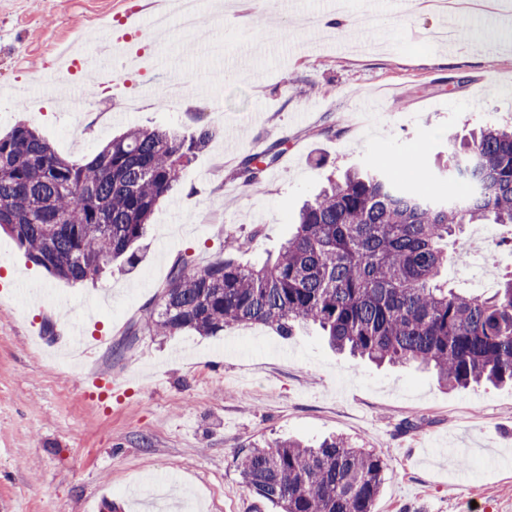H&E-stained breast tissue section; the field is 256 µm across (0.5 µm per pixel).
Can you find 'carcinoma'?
<instances>
[{"mask_svg": "<svg viewBox=\"0 0 512 512\" xmlns=\"http://www.w3.org/2000/svg\"><path fill=\"white\" fill-rule=\"evenodd\" d=\"M215 135L202 128L181 139L134 126L77 163L18 124L0 136V229L66 282L118 260L133 267L160 202ZM448 142V172L466 180L464 195L443 196L377 170L330 178L300 210L276 258L260 266L175 262L157 308L131 334L219 336L261 325L291 336L296 325L313 324L339 351L431 368L450 387L512 383V271L490 296L440 283L448 237L468 224L512 225V125ZM277 158L243 157L245 182L258 181ZM238 468L280 512H373L387 461L335 437L248 448Z\"/></svg>", "mask_w": 512, "mask_h": 512, "instance_id": "obj_1", "label": "carcinoma"}]
</instances>
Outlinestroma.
Segmentation results:
<instances>
[{
	"mask_svg": "<svg viewBox=\"0 0 512 512\" xmlns=\"http://www.w3.org/2000/svg\"><path fill=\"white\" fill-rule=\"evenodd\" d=\"M151 0H0V134L26 122L66 158L90 160L132 125L189 135L216 131L186 165L149 227L150 248L135 270L111 268L72 285L32 263L0 231V512H138L156 485L182 488L169 512H278L241 480L237 455L277 438L315 444L341 436L384 453L387 469L375 512H512V386L446 389L413 367L376 366L333 351L312 327L281 336L260 326L220 336L128 335L167 283L178 258L205 264L234 237L240 262L263 263L292 233L303 205L328 175L397 171L416 186L444 191L448 137L512 123V0H350L368 25L318 24L329 0H196L194 30L169 0L156 30ZM143 26L134 37L142 72L114 62L111 97L94 113L62 110L65 91L96 80L69 73L60 49L95 56L132 5ZM452 42L427 46L442 26ZM175 62L189 80L188 102L172 109L153 62ZM222 67L208 93L192 80ZM155 85L138 111L126 103ZM28 108H21V101ZM278 153L258 183L245 185L240 160ZM491 272L483 280L448 264L442 280L482 291L512 270L507 233L472 224ZM41 289L35 304L24 291ZM83 321L90 345L79 364L39 339ZM474 454L457 465L456 449Z\"/></svg>",
	"mask_w": 512,
	"mask_h": 512,
	"instance_id": "stroma-1",
	"label": "stroma"
}]
</instances>
